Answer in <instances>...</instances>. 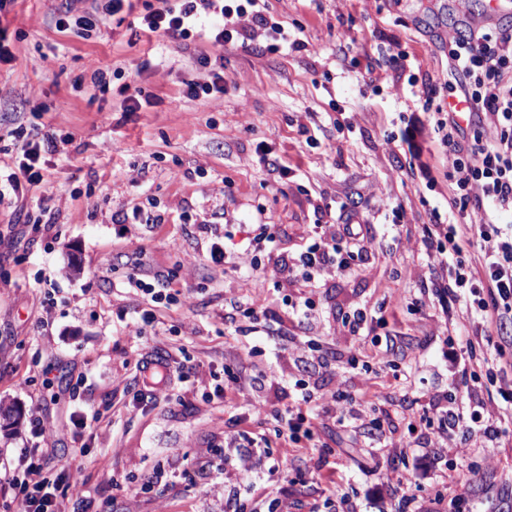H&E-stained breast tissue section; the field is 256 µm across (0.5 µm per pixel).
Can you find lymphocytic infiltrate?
Listing matches in <instances>:
<instances>
[{
	"label": "lymphocytic infiltrate",
	"mask_w": 512,
	"mask_h": 512,
	"mask_svg": "<svg viewBox=\"0 0 512 512\" xmlns=\"http://www.w3.org/2000/svg\"><path fill=\"white\" fill-rule=\"evenodd\" d=\"M251 19L276 46L288 43V30L267 17L264 0H161L140 24L149 32L183 41L205 39L215 45L233 41L241 20ZM448 86L453 95L478 113L472 140H465L460 112H431L427 122L434 140L448 150L455 172V190L447 213H434L425 225L421 246L440 275L441 295L462 306L469 320L481 325L469 337V349H482L483 361L502 353L492 329L512 327V27L486 32L472 28L453 40ZM57 150L54 133L19 130L13 167L0 174V199L25 196L39 187L48 154ZM314 238L280 273L289 278H328L349 268L365 249L362 224H317ZM436 430L448 442L484 447L512 434V387L500 401L468 392L466 402L449 398ZM45 451L21 449L4 481L19 498L24 512H61V505L79 484L71 463L50 470Z\"/></svg>",
	"instance_id": "lymphocytic-infiltrate-1"
}]
</instances>
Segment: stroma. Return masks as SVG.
<instances>
[{"label":"stroma","instance_id":"35a3bbf8","mask_svg":"<svg viewBox=\"0 0 512 512\" xmlns=\"http://www.w3.org/2000/svg\"><path fill=\"white\" fill-rule=\"evenodd\" d=\"M64 4L0 0L14 55L0 62V167L20 126L53 131L60 148L29 197L0 200V405L21 411L0 418V474L30 444L32 409L53 469L81 411L94 418L74 467L87 512H401L409 499L446 512L462 492L476 512H503L512 440L456 449L425 423L433 397L454 389L468 363L457 306L387 301L431 295L420 240L455 186L442 147L409 138L421 106L408 79L392 81L389 58L406 53L447 106L453 36L512 25V12L492 13L487 0H266L301 42L273 51L248 20L222 46L143 31L158 0H132L86 34L62 31ZM216 73L223 93L184 97L185 81ZM131 89L151 107L124 111ZM22 209L47 224L19 221ZM347 215L372 241L346 271L292 284L252 272L302 249L313 224ZM260 224L272 225L274 243L240 254ZM228 230L231 269L209 260ZM46 274L55 289L41 288ZM145 283L169 293L146 342L134 328ZM299 297L313 303L303 322L290 307ZM249 307L282 337L280 356L264 337L242 335ZM356 309L373 316L370 335L344 331ZM149 354L196 372L150 395L140 382ZM48 370L58 378L50 392ZM235 374L250 388L230 389ZM296 380L319 407L345 391L344 421L324 417L310 441L282 436L277 417ZM377 411L383 427L368 431ZM240 431L251 445L226 446L225 434ZM279 457L289 476L271 470ZM257 464L260 478L241 488L240 471ZM198 466L208 478L194 486L187 472ZM406 468L408 486L398 480Z\"/></svg>","mask_w":512,"mask_h":512}]
</instances>
